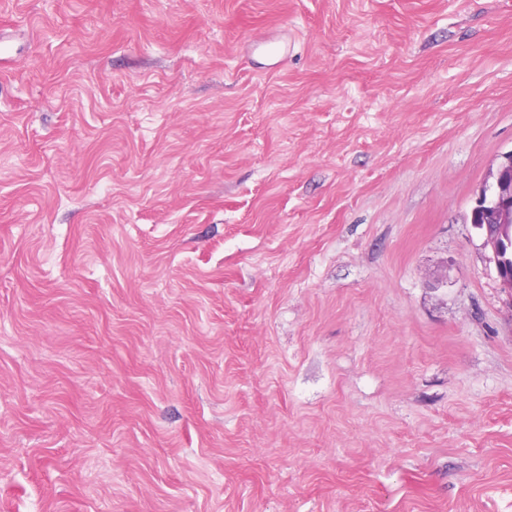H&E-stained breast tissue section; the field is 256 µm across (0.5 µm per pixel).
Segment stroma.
I'll return each mask as SVG.
<instances>
[{
    "label": "stroma",
    "instance_id": "stroma-1",
    "mask_svg": "<svg viewBox=\"0 0 512 512\" xmlns=\"http://www.w3.org/2000/svg\"><path fill=\"white\" fill-rule=\"evenodd\" d=\"M0 24V512H512V0ZM477 208L482 209L485 225L512 223V153L498 166L494 181L483 186L472 210V224ZM502 236L512 238V224L503 229Z\"/></svg>",
    "mask_w": 512,
    "mask_h": 512
}]
</instances>
